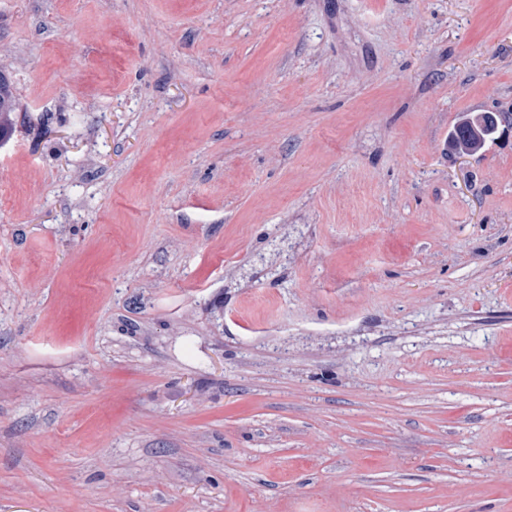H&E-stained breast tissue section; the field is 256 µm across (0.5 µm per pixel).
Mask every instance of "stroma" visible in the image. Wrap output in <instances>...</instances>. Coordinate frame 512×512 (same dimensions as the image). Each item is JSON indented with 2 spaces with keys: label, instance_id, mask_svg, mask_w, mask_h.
I'll list each match as a JSON object with an SVG mask.
<instances>
[{
  "label": "stroma",
  "instance_id": "obj_1",
  "mask_svg": "<svg viewBox=\"0 0 512 512\" xmlns=\"http://www.w3.org/2000/svg\"><path fill=\"white\" fill-rule=\"evenodd\" d=\"M0 73V512H512V0H0ZM15 89L0 73V139L4 131H12L14 113L17 112ZM478 119L481 120V130L484 133L478 145H475L472 141L476 132L468 125L458 124L453 131L452 136L456 146L465 152L475 153L480 150L487 140L494 137L501 122L499 115L490 113L481 115Z\"/></svg>",
  "mask_w": 512,
  "mask_h": 512
}]
</instances>
